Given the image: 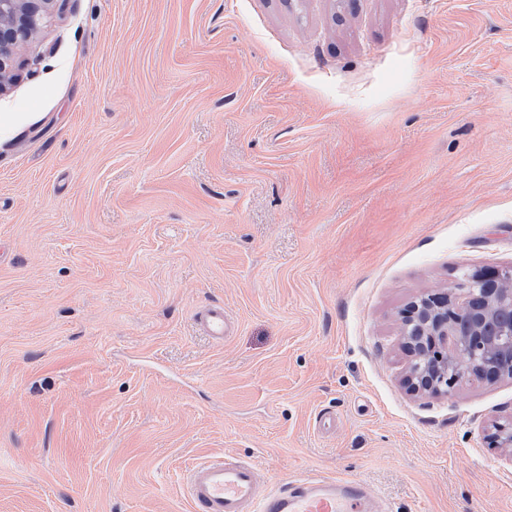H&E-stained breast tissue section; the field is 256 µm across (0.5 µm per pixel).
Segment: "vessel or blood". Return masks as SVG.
<instances>
[{
	"mask_svg": "<svg viewBox=\"0 0 512 512\" xmlns=\"http://www.w3.org/2000/svg\"><path fill=\"white\" fill-rule=\"evenodd\" d=\"M195 322L221 341L231 323L220 305L199 310ZM184 492L193 512H383L382 502L356 479L305 478L262 491L255 463L230 454L212 455L190 465Z\"/></svg>",
	"mask_w": 512,
	"mask_h": 512,
	"instance_id": "obj_1",
	"label": "vessel or blood"
}]
</instances>
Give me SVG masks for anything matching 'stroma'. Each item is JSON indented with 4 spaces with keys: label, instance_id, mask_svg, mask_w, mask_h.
Masks as SVG:
<instances>
[{
    "label": "stroma",
    "instance_id": "obj_1",
    "mask_svg": "<svg viewBox=\"0 0 512 512\" xmlns=\"http://www.w3.org/2000/svg\"><path fill=\"white\" fill-rule=\"evenodd\" d=\"M24 56L0 512H191L184 471L225 452L512 512V379L412 393L399 326L512 267V0H67ZM194 321L216 341H224L231 330V323L224 315L222 305L204 307L195 314ZM489 445L495 448L512 447V417L504 422H494L487 434Z\"/></svg>",
    "mask_w": 512,
    "mask_h": 512
}]
</instances>
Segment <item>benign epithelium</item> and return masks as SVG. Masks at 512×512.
Returning a JSON list of instances; mask_svg holds the SVG:
<instances>
[{
  "label": "benign epithelium",
  "instance_id": "1",
  "mask_svg": "<svg viewBox=\"0 0 512 512\" xmlns=\"http://www.w3.org/2000/svg\"><path fill=\"white\" fill-rule=\"evenodd\" d=\"M66 0H0V94L22 68L21 52ZM512 268L463 276L456 287L417 297L400 312L409 357L404 381L414 392L453 393L464 381L512 379ZM489 445L512 447V419L495 422Z\"/></svg>",
  "mask_w": 512,
  "mask_h": 512
}]
</instances>
